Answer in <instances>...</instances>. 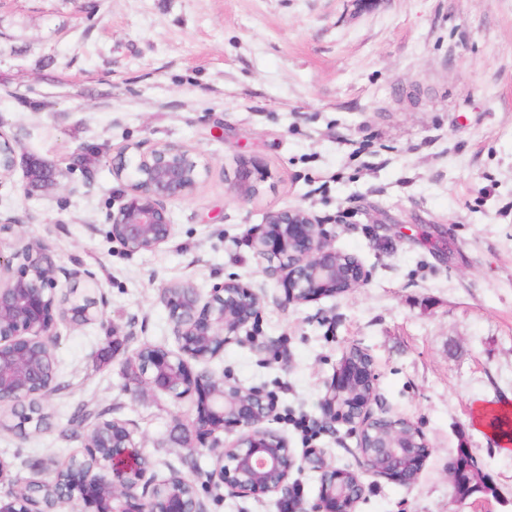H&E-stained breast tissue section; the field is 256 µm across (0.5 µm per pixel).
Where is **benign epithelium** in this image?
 <instances>
[{
  "mask_svg": "<svg viewBox=\"0 0 512 512\" xmlns=\"http://www.w3.org/2000/svg\"><path fill=\"white\" fill-rule=\"evenodd\" d=\"M208 167L176 143H161L142 153L139 147L123 152L112 164L113 175L127 190L109 213L112 239L130 253L152 251L173 236L165 203L191 197ZM249 161L240 162L231 192L241 202L256 192L255 172ZM251 245L260 260L278 262L284 303L303 304L337 296L360 287L368 271L354 255L336 250L325 225L305 207L269 211ZM47 247L26 245L5 257L0 254V407L26 401L33 390L49 392L44 384L41 350L51 355L58 339V324L85 325L101 314L103 300L86 303L72 297L81 286L77 278L58 273ZM159 300L168 311L177 349L153 346L129 359L135 392L163 394L175 400L192 398L194 418L187 424L174 420L171 442L194 448L221 445L219 433L237 430V438L224 446L218 478L224 488L243 496L278 495L289 499L294 472L309 469L319 475L320 492L312 512H353L363 497L362 476L375 474L402 485L417 478L430 448L423 430L406 419L375 416L373 396L345 401L357 391H374V360H355L344 350L322 400L326 420L341 421L357 439L362 472L355 473L351 489L336 487L338 468L329 465L317 449L297 457L277 430L266 425L272 408L260 390L244 391L235 384L215 380L205 370L195 371L189 361L207 363L252 326L260 312V298L250 287L228 281L211 289L208 297L191 282L161 289ZM138 447L133 433L121 422L100 423L86 443L83 455L94 457L91 468L78 465L66 490L65 502L82 504L81 512H199L188 507L168 480L155 481L152 470L128 460ZM389 457L384 469L374 466V456ZM0 512H35L29 502L11 491L0 500Z\"/></svg>",
  "mask_w": 512,
  "mask_h": 512,
  "instance_id": "benign-epithelium-1",
  "label": "benign epithelium"
}]
</instances>
